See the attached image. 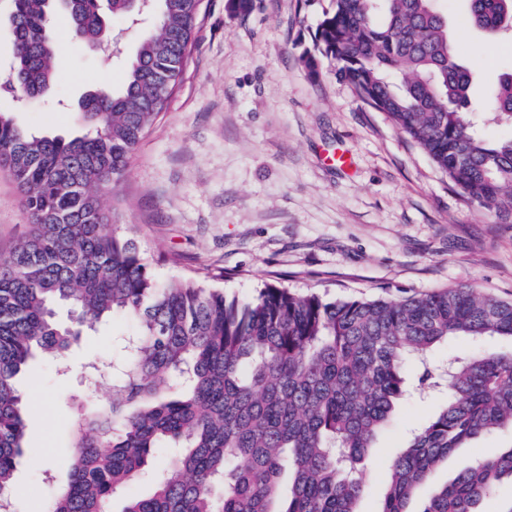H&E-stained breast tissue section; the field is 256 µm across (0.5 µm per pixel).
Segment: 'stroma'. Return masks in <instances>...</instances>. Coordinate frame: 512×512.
Here are the masks:
<instances>
[{
  "instance_id": "35a3bbf8",
  "label": "stroma",
  "mask_w": 512,
  "mask_h": 512,
  "mask_svg": "<svg viewBox=\"0 0 512 512\" xmlns=\"http://www.w3.org/2000/svg\"><path fill=\"white\" fill-rule=\"evenodd\" d=\"M329 3L253 0L241 15L227 0H202L182 81L130 160L112 198L113 223L160 257L161 278L203 276L242 298L266 282L327 300L420 296L464 284L512 302V221L463 196L385 113L337 80L333 66L309 76L301 57ZM436 6L463 49L475 98L488 96L512 69V47L464 27L461 0ZM52 29L58 82L18 119L35 132L73 137L85 131L80 96L106 77L120 87L126 66L75 49L64 15ZM339 151L349 166L330 164ZM27 230L20 192L0 172V251ZM171 255L180 264H168ZM129 331L119 323L85 330L64 375L43 359L32 362L23 380L27 448L16 472L17 512H47V473L66 478L57 461L83 391L80 367L111 352V334ZM441 399L433 391L399 403L365 464L359 512H377L388 462ZM509 445L507 433L478 439L451 454L433 481Z\"/></svg>"
}]
</instances>
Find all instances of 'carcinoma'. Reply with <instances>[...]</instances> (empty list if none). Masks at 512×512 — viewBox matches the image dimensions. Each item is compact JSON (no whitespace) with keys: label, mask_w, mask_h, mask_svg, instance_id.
<instances>
[{"label":"carcinoma","mask_w":512,"mask_h":512,"mask_svg":"<svg viewBox=\"0 0 512 512\" xmlns=\"http://www.w3.org/2000/svg\"><path fill=\"white\" fill-rule=\"evenodd\" d=\"M70 0L72 42L120 52L112 20L129 0ZM435 0H332L304 63L318 75L336 65L367 107L387 114L450 183L497 213L512 212V136L495 141L477 116L512 124V71L489 97L470 96L448 18ZM14 21L0 94V171L15 181L29 217L23 241L0 252V497L14 501L26 430L19 379L35 354L57 364L82 329L120 316L130 354L92 361L85 373L109 387L82 405L70 430L68 481L47 512H358V466L408 383L406 361L450 338L512 342V303L467 286L421 297L326 301L266 284L251 298L227 297L196 277L161 280L159 259L110 223L136 147L181 81L200 0H163L139 38L120 89L98 86L78 103L89 128L68 141L35 135L15 113L57 83L58 45L49 0H12ZM463 20L505 34L512 0H464ZM69 306L61 325L55 306ZM447 401L414 430L389 465L378 512H410L418 491L458 448L512 430V354L448 358ZM161 459L149 494L131 492ZM512 479V446L480 457L434 489L419 512H485Z\"/></svg>","instance_id":"obj_1"}]
</instances>
